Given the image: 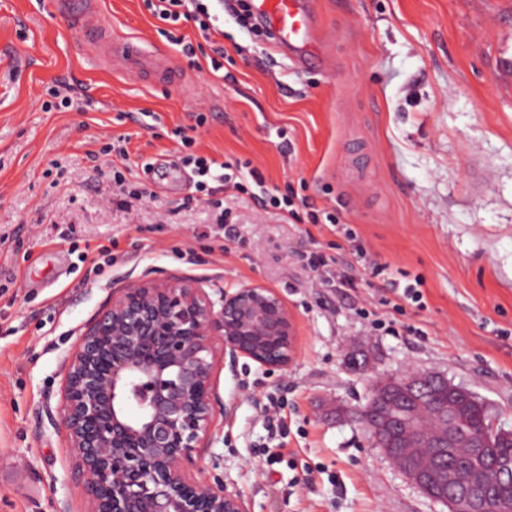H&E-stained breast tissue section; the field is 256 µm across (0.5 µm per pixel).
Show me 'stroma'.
<instances>
[{
    "label": "stroma",
    "mask_w": 512,
    "mask_h": 512,
    "mask_svg": "<svg viewBox=\"0 0 512 512\" xmlns=\"http://www.w3.org/2000/svg\"><path fill=\"white\" fill-rule=\"evenodd\" d=\"M315 5L322 62L302 67L209 0L224 30L217 77L206 57L189 68L142 0H97L104 26L175 66L166 83L77 56L81 35L47 19L51 0H0V512L79 508L64 432L37 408L85 323L142 279L188 276L215 299L260 284L294 318L287 368L242 357L216 374L226 415L203 465L250 512H448L357 418L377 381L412 368L470 390L512 430V0ZM53 81L72 84L87 111H43ZM181 127L194 152L251 160L268 186L305 181L309 203L336 209L374 258L423 278L422 306L397 316L400 332L370 330L355 310L389 285L360 278L353 243L228 191L225 237L186 202ZM120 136L134 182L154 193L128 211L109 201L100 153ZM107 244L111 263L83 261ZM317 249L359 288L304 267ZM270 391L287 402L277 458L259 409Z\"/></svg>",
    "instance_id": "obj_1"
}]
</instances>
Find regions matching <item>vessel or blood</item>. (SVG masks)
Here are the masks:
<instances>
[{
    "label": "vessel or blood",
    "mask_w": 512,
    "mask_h": 512,
    "mask_svg": "<svg viewBox=\"0 0 512 512\" xmlns=\"http://www.w3.org/2000/svg\"><path fill=\"white\" fill-rule=\"evenodd\" d=\"M250 4L254 15L273 32L278 50L300 65L316 56L320 30L307 0H250ZM52 6L93 48H105L108 66L138 74L157 73L154 55L126 42L121 34L105 30L93 0H53Z\"/></svg>",
    "instance_id": "1"
}]
</instances>
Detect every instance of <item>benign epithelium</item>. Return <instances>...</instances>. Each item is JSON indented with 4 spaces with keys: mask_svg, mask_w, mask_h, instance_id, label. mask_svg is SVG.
<instances>
[{
    "mask_svg": "<svg viewBox=\"0 0 512 512\" xmlns=\"http://www.w3.org/2000/svg\"><path fill=\"white\" fill-rule=\"evenodd\" d=\"M294 350L293 316L262 285L217 301L187 276L112 289L39 408L65 432L84 512H249L240 494L200 466L214 437L218 359L286 368ZM432 385L451 393L435 410L424 398ZM462 392L440 375L411 370L372 387L374 412L363 422L388 456L390 439L406 436L403 447L413 453L402 474L424 496L448 512H490L491 489H458V469L448 466L460 442Z\"/></svg>",
    "mask_w": 512,
    "mask_h": 512,
    "instance_id": "1",
    "label": "benign epithelium"
}]
</instances>
